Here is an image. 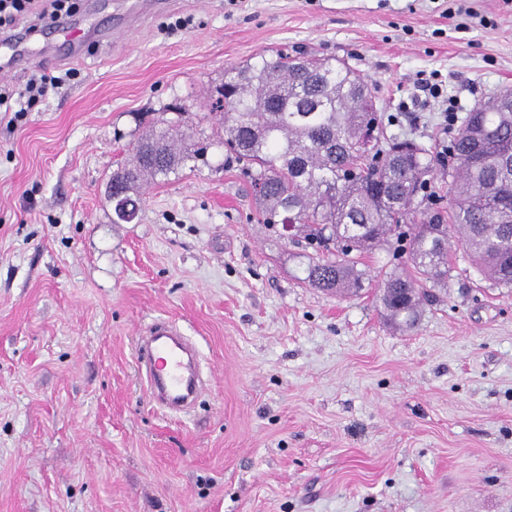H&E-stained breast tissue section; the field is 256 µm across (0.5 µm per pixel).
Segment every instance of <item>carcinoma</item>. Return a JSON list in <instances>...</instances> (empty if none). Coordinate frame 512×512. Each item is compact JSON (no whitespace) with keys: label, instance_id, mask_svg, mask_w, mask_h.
Returning a JSON list of instances; mask_svg holds the SVG:
<instances>
[{"label":"carcinoma","instance_id":"carcinoma-1","mask_svg":"<svg viewBox=\"0 0 512 512\" xmlns=\"http://www.w3.org/2000/svg\"><path fill=\"white\" fill-rule=\"evenodd\" d=\"M224 100L219 144L247 165L264 223L290 216L291 237L315 248L304 282L336 296L357 295L373 279L362 254L382 245L407 250L410 268L391 271L376 293L393 325L415 327L429 288L448 287V243L460 241L484 279L512 287V99L491 95L480 109L453 114L448 145V214L422 207L439 160L437 146L386 135L362 147L368 82L344 62L261 54L230 66L217 90ZM190 135L166 122L142 134L120 172L133 190L204 155Z\"/></svg>","mask_w":512,"mask_h":512}]
</instances>
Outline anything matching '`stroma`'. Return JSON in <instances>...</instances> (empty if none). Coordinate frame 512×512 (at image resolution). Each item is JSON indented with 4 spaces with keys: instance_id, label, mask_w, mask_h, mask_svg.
Segmentation results:
<instances>
[{
    "instance_id": "stroma-1",
    "label": "stroma",
    "mask_w": 512,
    "mask_h": 512,
    "mask_svg": "<svg viewBox=\"0 0 512 512\" xmlns=\"http://www.w3.org/2000/svg\"><path fill=\"white\" fill-rule=\"evenodd\" d=\"M458 2L170 0L0 112V512H512V288L454 241L410 332L309 287L207 116L226 67L304 54L360 73L387 135L450 142L448 97L512 88V0ZM163 119L207 151L114 223L106 185ZM159 320L208 375L187 414L138 369ZM78 75L79 71L74 68L66 69L58 75L35 69L22 90L15 91L9 84L0 85V105H6L5 112H35L50 94L57 92L66 83L76 80Z\"/></svg>"
}]
</instances>
